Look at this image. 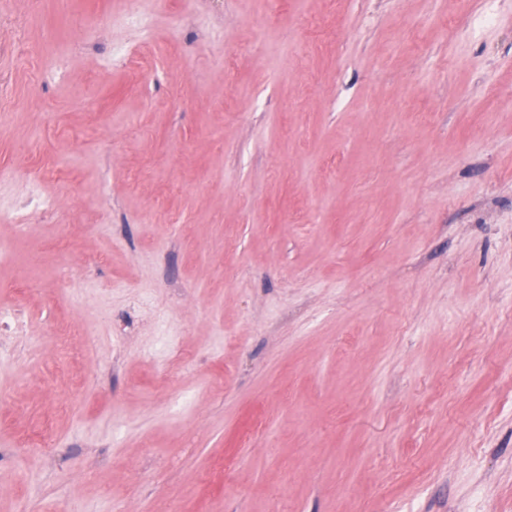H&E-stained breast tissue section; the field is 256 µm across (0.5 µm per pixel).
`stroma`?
<instances>
[{
	"label": "stroma",
	"instance_id": "35a3bbf8",
	"mask_svg": "<svg viewBox=\"0 0 512 512\" xmlns=\"http://www.w3.org/2000/svg\"><path fill=\"white\" fill-rule=\"evenodd\" d=\"M121 2L0 0V512H512V0Z\"/></svg>",
	"mask_w": 512,
	"mask_h": 512
}]
</instances>
